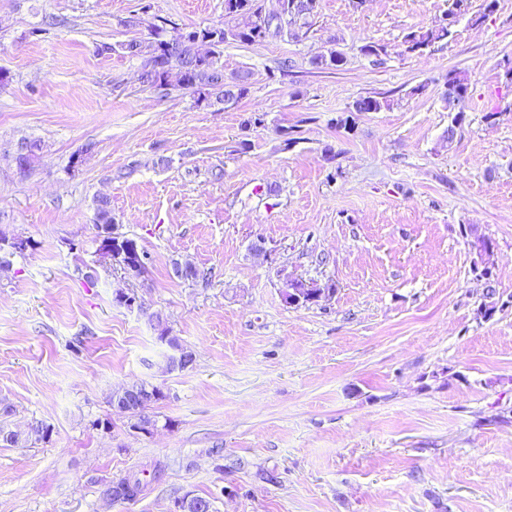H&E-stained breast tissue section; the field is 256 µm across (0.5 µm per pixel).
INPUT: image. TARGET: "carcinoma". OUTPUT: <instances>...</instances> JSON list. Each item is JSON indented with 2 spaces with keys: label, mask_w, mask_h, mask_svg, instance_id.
Segmentation results:
<instances>
[{
  "label": "carcinoma",
  "mask_w": 512,
  "mask_h": 512,
  "mask_svg": "<svg viewBox=\"0 0 512 512\" xmlns=\"http://www.w3.org/2000/svg\"><path fill=\"white\" fill-rule=\"evenodd\" d=\"M318 0H283L286 17L281 21L279 34L297 36V28L308 24L314 16ZM269 26L263 13L262 0H224V21L217 25L186 28L164 21L158 25L149 23L150 38H132L119 44L121 52L140 60V80L143 85L159 92H168L171 84L167 75L177 70L182 75L179 89L187 91L197 107L214 108L229 104L245 94L249 73L238 72L230 77L224 75V43L235 41L247 45L266 40ZM451 26L439 24L419 27L404 38V52L422 56L435 43L448 38ZM468 90V78L459 72L448 74V105L464 100ZM389 103L376 97H362L353 103L354 112H377ZM94 224L110 234L125 246L122 261L125 270L138 276L144 270V252L135 239L115 233L116 224L112 216L111 201L106 196H98L94 201ZM163 398L161 389L154 385H143V405L132 417L130 428L143 429L150 421H155L150 410L152 404ZM51 436L50 425L35 421L24 430L15 429L0 422V443L9 446L25 447L34 442L46 441ZM165 466L156 464L152 468L128 473L124 476L100 484L99 493L114 502H135L146 491L152 481L158 479Z\"/></svg>",
  "instance_id": "carcinoma-1"
}]
</instances>
